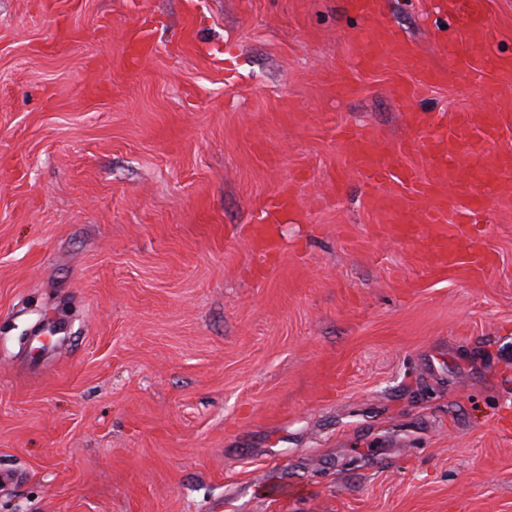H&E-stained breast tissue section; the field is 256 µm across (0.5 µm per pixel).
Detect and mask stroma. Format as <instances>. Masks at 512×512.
<instances>
[{
  "instance_id": "stroma-1",
  "label": "stroma",
  "mask_w": 512,
  "mask_h": 512,
  "mask_svg": "<svg viewBox=\"0 0 512 512\" xmlns=\"http://www.w3.org/2000/svg\"><path fill=\"white\" fill-rule=\"evenodd\" d=\"M432 9L378 23L441 69ZM362 25L348 0H0V512H512V206L436 271L337 136L421 168L409 112L512 88L451 73L403 108L413 71L353 67ZM286 187L263 261L251 213Z\"/></svg>"
}]
</instances>
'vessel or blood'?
<instances>
[{
    "label": "vessel or blood",
    "mask_w": 512,
    "mask_h": 512,
    "mask_svg": "<svg viewBox=\"0 0 512 512\" xmlns=\"http://www.w3.org/2000/svg\"><path fill=\"white\" fill-rule=\"evenodd\" d=\"M437 2L439 12L452 17L457 31L466 36L462 42H437L449 68L464 73L471 87L484 94L511 84L512 64L505 63L498 52V35L486 19V0ZM355 42L358 68L369 70L398 57L417 72L414 83L397 87L401 102L423 97L444 80L387 28L359 32ZM412 119L422 133L419 147L426 170L409 165L403 152L382 150L368 131L346 134L344 146L370 185L398 184V191L386 195V205L421 213L433 229L435 266L444 269L468 254L463 224L488 209L491 198L512 201V115L462 112L450 123L440 113H416ZM292 202L291 194L284 191L260 206L253 216V252L265 258L277 253L274 225Z\"/></svg>",
    "instance_id": "vessel-or-blood-1"
}]
</instances>
